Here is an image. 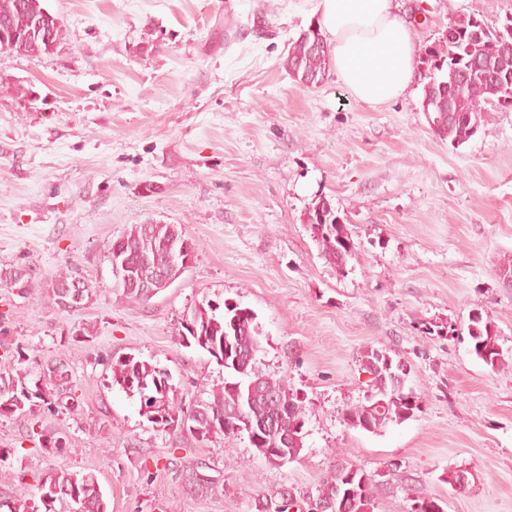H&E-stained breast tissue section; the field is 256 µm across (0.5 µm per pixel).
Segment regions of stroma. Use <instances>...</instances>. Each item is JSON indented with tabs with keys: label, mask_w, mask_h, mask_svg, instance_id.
<instances>
[{
	"label": "stroma",
	"mask_w": 512,
	"mask_h": 512,
	"mask_svg": "<svg viewBox=\"0 0 512 512\" xmlns=\"http://www.w3.org/2000/svg\"><path fill=\"white\" fill-rule=\"evenodd\" d=\"M66 37L27 58L0 50V267L36 265L41 285L0 288V323L23 369L60 356L74 412L44 413L68 453L34 445L26 418L0 420V496L54 470L94 473L109 512H255L261 492L313 491L336 462L379 476L373 512H408L411 494L445 512H512V109L490 108L461 146L422 110V69L406 94L367 105L336 74L308 88L283 61L306 30L303 0H45ZM417 47L474 16L489 27L512 0H401ZM30 88L18 97L13 85ZM330 200L355 254L346 273L322 257L306 211ZM182 225L191 268L149 304L116 290L109 244L133 224ZM71 269L94 288L77 315L52 307L44 281ZM221 298L252 309L258 366L287 375L306 407L300 461L265 464L241 436L200 443L156 430L137 399L108 387L126 354L159 362L184 403L226 371L187 346L182 323ZM482 313L504 363L470 351ZM92 341L71 339L75 321ZM406 361L416 417L373 434L343 413L371 391L360 354ZM462 467L464 493L441 479ZM212 480L195 487L192 471Z\"/></svg>",
	"instance_id": "stroma-1"
}]
</instances>
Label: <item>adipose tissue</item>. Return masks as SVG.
Segmentation results:
<instances>
[{
    "mask_svg": "<svg viewBox=\"0 0 512 512\" xmlns=\"http://www.w3.org/2000/svg\"><path fill=\"white\" fill-rule=\"evenodd\" d=\"M331 46L333 69L361 102L402 97L414 72V35L398 0H305Z\"/></svg>",
    "mask_w": 512,
    "mask_h": 512,
    "instance_id": "1",
    "label": "adipose tissue"
}]
</instances>
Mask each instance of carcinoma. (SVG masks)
I'll use <instances>...</instances> for the list:
<instances>
[{
  "mask_svg": "<svg viewBox=\"0 0 512 512\" xmlns=\"http://www.w3.org/2000/svg\"><path fill=\"white\" fill-rule=\"evenodd\" d=\"M49 30L50 39L38 34ZM448 28L455 34L453 47L444 51L441 44L425 47L418 55V64L426 66L428 78L423 90V100L428 102L431 128L443 139L459 146L470 140L485 120L484 104L491 94L487 74L497 73L512 81V33L492 30L481 21L463 16L453 20ZM64 39L59 19L45 6V0H0V49L24 57H39L56 49ZM327 41L326 35L316 25H311L291 42L284 67L296 82L310 86L312 78H323L332 69L331 54L317 49V43ZM470 69V85L465 99L457 111L448 112V94L459 79L460 72ZM307 224L326 262L343 273L353 257L355 244L347 225L340 223L326 198H317L307 211ZM184 249L194 258L196 244L186 236L180 224L150 221L133 224L125 234L108 247L111 260L126 259L130 272L125 274L115 288L136 306L151 301L141 286L145 271L167 274L165 290L186 271L183 262L176 259V250ZM38 269L32 264H19L0 270V287L17 290L26 295L35 289ZM77 277L61 272L50 279L48 294L52 305L62 312L75 314L84 309L93 295V288L82 291L78 306L66 308L71 297L68 286ZM237 303L217 298L207 300L194 309L189 322L198 331L186 330L182 338L187 346H194L225 359L228 377L205 398H200L185 409L178 403V388L172 374L159 364L134 354L122 356L110 363L109 386L119 387L131 398L140 401V413L146 420L159 427H179L199 441L218 437L229 440L237 433L224 431L222 423H233L241 411L256 426L248 436L250 445L261 457L285 454L297 462L301 459L306 433V409L287 377L267 373L251 361L247 376L240 375L233 358L239 353H257L261 346L262 332L256 323L257 314H239ZM491 323L482 314L469 318L467 327L471 351L486 365L495 369L503 363V352L498 337L490 330ZM22 362V349L16 354L0 355V388L7 386V394L0 391V419L15 415L37 418L44 409L58 412L69 409L75 400V385L66 363L60 357L50 358L41 365L39 375L32 379L29 372H21L16 364ZM404 360L393 357L389 351L370 348L361 355V364L372 376L373 390L366 402L354 404L343 415L344 424L350 428L378 434L391 424L403 423L421 411L420 397L411 388L397 381L398 368ZM254 381L253 393H247L246 378ZM278 419L288 428V444L266 435L261 426ZM29 438H38L41 447L56 452L70 448L68 436L60 431L48 432L29 429ZM467 475V485L455 484L458 472ZM476 476L469 469L458 467L446 472L443 481L459 493L474 483ZM378 481L375 475L346 462L336 463L321 479L314 500L336 503L350 496L346 512H372ZM292 491L281 490L264 494L255 502L257 512H289L294 505ZM0 512H108L105 496L97 476L92 472L55 470L39 478L30 486L19 483L10 496H0Z\"/></svg>",
  "mask_w": 512,
  "mask_h": 512,
  "instance_id": "cac0c4a2",
  "label": "carcinoma"
}]
</instances>
